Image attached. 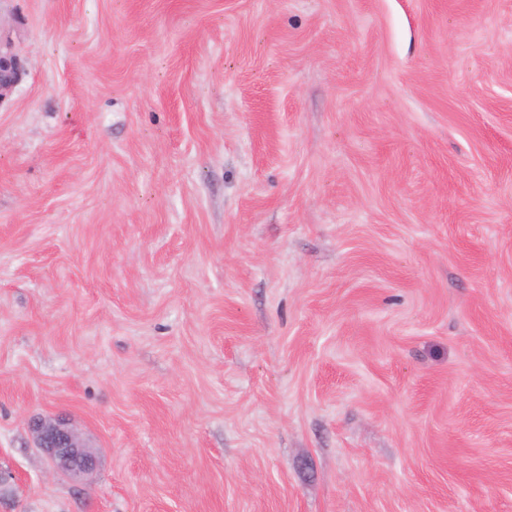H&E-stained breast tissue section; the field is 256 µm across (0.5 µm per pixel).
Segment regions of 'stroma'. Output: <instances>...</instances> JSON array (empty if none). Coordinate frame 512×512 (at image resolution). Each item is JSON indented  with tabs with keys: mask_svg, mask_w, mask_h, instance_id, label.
Wrapping results in <instances>:
<instances>
[{
	"mask_svg": "<svg viewBox=\"0 0 512 512\" xmlns=\"http://www.w3.org/2000/svg\"><path fill=\"white\" fill-rule=\"evenodd\" d=\"M0 30V512H512V0ZM25 74L24 63L8 35L0 30V104ZM31 430L35 444L47 454L55 472L81 482L96 470V453L62 419H40L33 423Z\"/></svg>",
	"mask_w": 512,
	"mask_h": 512,
	"instance_id": "1",
	"label": "stroma"
}]
</instances>
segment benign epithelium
Segmentation results:
<instances>
[{
    "instance_id": "1",
    "label": "benign epithelium",
    "mask_w": 512,
    "mask_h": 512,
    "mask_svg": "<svg viewBox=\"0 0 512 512\" xmlns=\"http://www.w3.org/2000/svg\"><path fill=\"white\" fill-rule=\"evenodd\" d=\"M24 74V63L11 38L0 32V103ZM31 430L35 444L47 454L54 471L81 482L96 470V453L65 421L43 418L33 423Z\"/></svg>"
}]
</instances>
